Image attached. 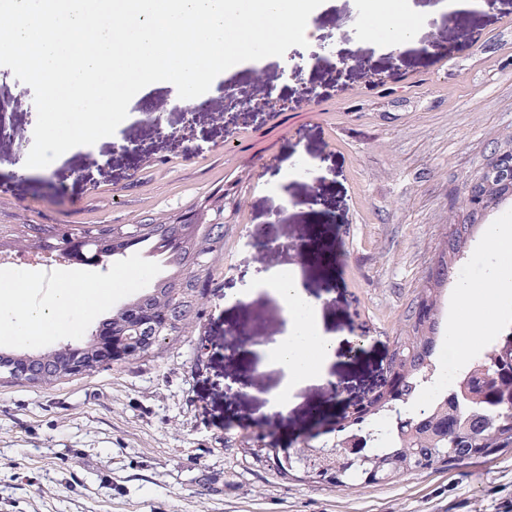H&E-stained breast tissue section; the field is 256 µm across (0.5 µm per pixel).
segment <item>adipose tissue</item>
Wrapping results in <instances>:
<instances>
[{
	"mask_svg": "<svg viewBox=\"0 0 512 512\" xmlns=\"http://www.w3.org/2000/svg\"><path fill=\"white\" fill-rule=\"evenodd\" d=\"M404 0H375L358 21L362 40H385L399 48L411 46L418 35L416 16L405 13ZM485 254L493 260L492 272L480 287L461 285L459 313L448 327L449 355L461 359L482 338L493 335L501 319L512 313V226L489 224L484 228ZM257 287L272 294L284 309L286 330L275 341L260 346V353L284 375L272 394L274 409L287 410L294 392L318 383L339 349L351 339L326 332L319 319V303L305 291L299 271L280 269L256 277ZM31 283L16 276L0 284V312L7 314L19 339L51 336L74 328L77 315H90L112 297L113 283L85 282L75 277L53 289L37 305L30 304Z\"/></svg>",
	"mask_w": 512,
	"mask_h": 512,
	"instance_id": "obj_1",
	"label": "adipose tissue"
}]
</instances>
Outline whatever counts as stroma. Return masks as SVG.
Masks as SVG:
<instances>
[{"label": "stroma", "mask_w": 512, "mask_h": 512, "mask_svg": "<svg viewBox=\"0 0 512 512\" xmlns=\"http://www.w3.org/2000/svg\"><path fill=\"white\" fill-rule=\"evenodd\" d=\"M411 4L424 19L414 47L361 43V0H324L311 19L316 42L235 70L192 113L171 88L156 87L112 136L68 150L46 173L25 166L34 92L0 66V251L17 249L31 224L148 223L224 190V250L202 332L49 385L0 375V512H512V448L343 490L241 453L245 439L292 456L334 444L331 423L382 377L464 181L493 140L512 132V0ZM272 84L280 107L242 111ZM482 242L474 233L456 282L440 293L439 334L459 283L490 273ZM314 243L335 260L300 253ZM287 265L300 266L325 329L362 342L329 366L331 383L300 388L281 412L270 400L281 372L244 350L252 312L263 311L273 337L281 308L265 292L233 304L225 297L245 287L248 271ZM152 266L133 251L97 266L24 272L38 304L72 274L92 281ZM135 294L116 284L94 320L29 342L0 316V350L39 355L84 343ZM232 338L241 351L230 355ZM242 377L245 392L233 387Z\"/></svg>", "instance_id": "35a3bbf8"}]
</instances>
